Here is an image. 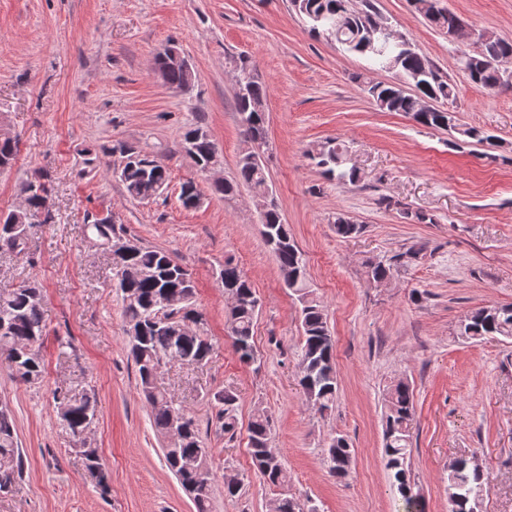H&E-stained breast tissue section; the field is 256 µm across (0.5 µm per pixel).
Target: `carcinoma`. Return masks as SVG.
Masks as SVG:
<instances>
[{"mask_svg": "<svg viewBox=\"0 0 512 512\" xmlns=\"http://www.w3.org/2000/svg\"><path fill=\"white\" fill-rule=\"evenodd\" d=\"M296 11L305 17L310 32L324 34L350 53L362 55L381 69L391 70L398 82L377 83L369 87L376 106L386 112H402L416 123L432 129L449 130L462 142L492 143L494 137L482 129L461 122L454 112L435 107L431 102L446 101L455 96V87L440 74L429 60L416 51L402 47L394 36L372 38L370 31L378 24L371 10L358 11L351 0H290ZM435 0H413L414 7L436 27L446 29L451 23V12L435 9ZM478 60L489 58L481 65L463 64L469 80L487 90L509 84V77L500 65L512 59V38L499 37L478 45L471 54ZM157 70L168 86L191 87L195 81L192 70L183 64L157 59ZM244 83L245 90L233 88L236 111L240 117L245 138L249 141L265 135L267 87L260 80L255 67L246 58L239 59L235 83ZM182 149L192 153V161L204 169L217 147L202 121L186 127L182 134ZM125 160L118 177L127 193L134 199H150L159 195L169 181V167L161 159L143 154L134 147L119 144L112 147ZM18 154V142L0 139V170L12 166ZM322 174L340 183H354L358 171L351 164L347 146L329 139L320 143L309 154ZM44 174L36 172L23 186L31 216L44 215L47 189L42 182ZM249 188L264 203L261 212L263 237L274 253L284 282L301 305L302 347L299 365L300 385L306 400L320 411L330 409L338 390L334 365V338L328 326L324 309L310 289L304 254L288 231L275 202L269 199L266 167L252 159V152L241 154L236 175L231 179L215 180L210 189L215 195L231 196L242 187ZM180 200L189 209L200 201L196 186L187 182L181 187ZM12 213L0 221V248L14 252L27 249L28 238L11 223ZM106 245L116 238L115 225L96 219L87 225ZM336 235L350 238L362 231V225L338 215L334 221ZM367 274L378 284L391 277L392 259L375 258L367 261ZM219 278L224 291L234 296L228 309L231 346L240 361L255 364L259 355L254 344V322L259 312L257 294L247 277L231 260L224 261ZM115 287L122 293L125 333L130 345V356L139 379V388L151 409L155 430L166 436L173 418L184 420L185 432L177 446L162 448L168 469L181 485L194 486L192 501L196 512H210L212 478L209 468L210 449L203 441L195 418L181 404L153 384L152 373L164 360L188 365L203 364L212 344L203 335L200 326L205 316L194 305L195 285L191 274L171 253L144 245L135 247L116 262ZM43 295L35 282L0 288V357L12 363L13 379L24 385L41 381L44 373L42 346L45 335ZM456 336L464 341H481L488 336L512 339V304L487 305L476 308L458 322ZM58 417L73 434L89 429L88 413L98 406L96 397L86 393L69 395L55 391ZM217 411L215 426L220 432L234 436L236 431L235 404L237 397L230 390L213 394ZM383 448L386 468L392 487L400 495L406 512H424V505L414 492V479L409 468L415 420L414 390L400 380L386 389L384 397ZM272 419L264 410H256L248 427L249 453L253 465L262 477L274 486L286 482V474L279 454L270 448ZM85 460L89 477L101 491L108 488V475L102 467L98 450L79 449ZM331 476L345 479L354 460V449L343 436H336L326 449ZM22 456L14 428L13 412L0 404V492H8L22 475ZM447 491L449 512H483V493L486 478L483 470L475 468L470 460L460 458L448 468Z\"/></svg>", "mask_w": 512, "mask_h": 512, "instance_id": "1", "label": "carcinoma"}]
</instances>
